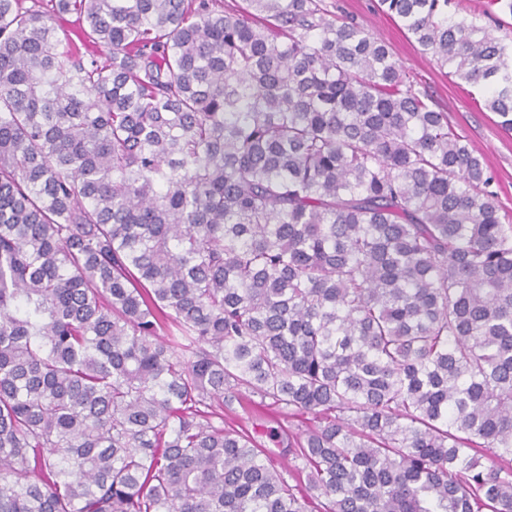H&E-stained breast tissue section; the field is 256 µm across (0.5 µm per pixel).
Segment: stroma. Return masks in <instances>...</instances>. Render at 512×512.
I'll use <instances>...</instances> for the list:
<instances>
[{
  "label": "stroma",
  "instance_id": "35a3bbf8",
  "mask_svg": "<svg viewBox=\"0 0 512 512\" xmlns=\"http://www.w3.org/2000/svg\"><path fill=\"white\" fill-rule=\"evenodd\" d=\"M488 0H451L449 14L474 18L491 29L493 35L504 44L512 45V16L503 15L501 21L485 15ZM336 15H346L366 31L387 44L394 55L401 59L417 88L432 95L442 111L447 112L449 122L458 132L466 135L472 148L483 155L494 177L493 190L501 213L512 216V133L503 132L496 125V116L487 112L480 88L456 84L449 80L447 68L424 54L409 38L398 19L377 8V0H326ZM224 423L255 436L264 448L273 451L277 468H287L290 456L283 449L305 425L299 420L288 419L273 407H261L256 403L233 404L224 410Z\"/></svg>",
  "mask_w": 512,
  "mask_h": 512
}]
</instances>
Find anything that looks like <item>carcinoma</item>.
I'll use <instances>...</instances> for the list:
<instances>
[{"instance_id":"obj_1","label":"carcinoma","mask_w":512,"mask_h":512,"mask_svg":"<svg viewBox=\"0 0 512 512\" xmlns=\"http://www.w3.org/2000/svg\"><path fill=\"white\" fill-rule=\"evenodd\" d=\"M48 2L0 0V512H512V224L404 64L325 0ZM380 7L512 131V50ZM245 393L315 421L288 473Z\"/></svg>"}]
</instances>
